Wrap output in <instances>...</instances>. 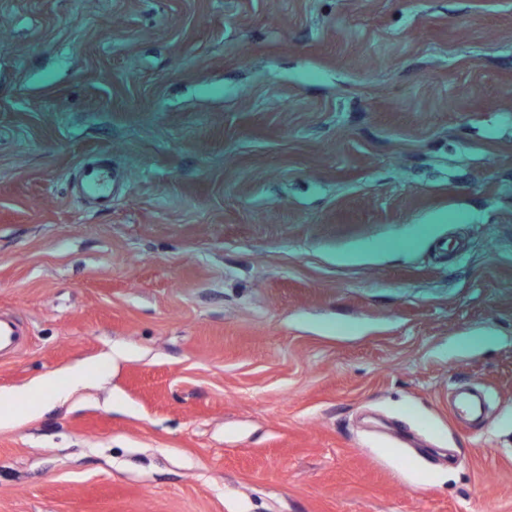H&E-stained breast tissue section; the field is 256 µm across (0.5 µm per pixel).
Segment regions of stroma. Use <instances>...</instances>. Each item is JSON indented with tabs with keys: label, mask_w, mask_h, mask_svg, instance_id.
I'll use <instances>...</instances> for the list:
<instances>
[{
	"label": "stroma",
	"mask_w": 512,
	"mask_h": 512,
	"mask_svg": "<svg viewBox=\"0 0 512 512\" xmlns=\"http://www.w3.org/2000/svg\"><path fill=\"white\" fill-rule=\"evenodd\" d=\"M0 312V512H512V0H0ZM86 182L89 190L101 202H110V175L103 169H90L86 173ZM22 330L14 318L0 317V350L16 352L22 345ZM100 372L101 365L93 363L71 370L65 374L64 378L43 377L35 385V389L43 394L39 401L33 400V389L23 392L0 393V427H13L30 413L37 412L51 403L67 400L74 391ZM24 402L31 403L27 411L19 412L18 409H15L16 404Z\"/></svg>",
	"instance_id": "stroma-1"
}]
</instances>
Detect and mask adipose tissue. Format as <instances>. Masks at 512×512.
I'll use <instances>...</instances> for the list:
<instances>
[{"instance_id": "ef3b65f1", "label": "adipose tissue", "mask_w": 512, "mask_h": 512, "mask_svg": "<svg viewBox=\"0 0 512 512\" xmlns=\"http://www.w3.org/2000/svg\"><path fill=\"white\" fill-rule=\"evenodd\" d=\"M100 371V364H87L71 370L61 378L44 377L37 383L35 390L0 393V427H12L23 420L24 415L18 410L19 404L29 403L31 411L36 412L51 403L67 400Z\"/></svg>"}]
</instances>
